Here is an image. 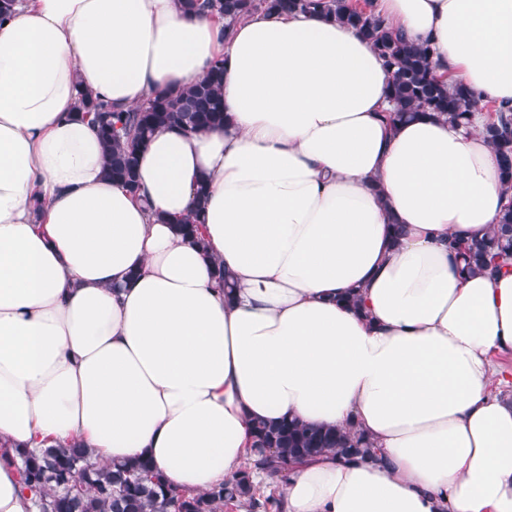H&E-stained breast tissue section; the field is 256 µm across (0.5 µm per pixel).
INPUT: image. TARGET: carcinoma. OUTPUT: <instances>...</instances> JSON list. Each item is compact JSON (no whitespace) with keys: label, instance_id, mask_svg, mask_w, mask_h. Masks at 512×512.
Masks as SVG:
<instances>
[{"label":"carcinoma","instance_id":"1","mask_svg":"<svg viewBox=\"0 0 512 512\" xmlns=\"http://www.w3.org/2000/svg\"><path fill=\"white\" fill-rule=\"evenodd\" d=\"M189 14L211 12L234 22L266 8L281 13L323 8L336 20L358 30L375 47L390 72L392 110L386 120L395 125L432 112L456 123L482 110L464 85H450L434 70V49L414 44L390 32L368 5L357 0H181ZM224 65L215 63L196 83L176 96H158L146 106L118 111L86 96L82 109L97 129L105 150L106 175L134 190L138 154L156 129L180 126L205 131L224 124L222 88ZM495 147L502 182L512 190V107H493L484 128ZM461 271H496L512 259V197L499 224L481 238L450 244ZM254 467L283 474L308 457L333 453L375 460L377 454L356 432L314 428L296 420L252 423ZM24 489L35 493L40 512H285V493L254 482L247 471L203 493L181 489L156 472L147 459L95 466L79 444L42 448L23 456L18 468Z\"/></svg>","mask_w":512,"mask_h":512}]
</instances>
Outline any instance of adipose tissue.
I'll list each match as a JSON object with an SVG mask.
<instances>
[{
    "instance_id": "adipose-tissue-1",
    "label": "adipose tissue",
    "mask_w": 512,
    "mask_h": 512,
    "mask_svg": "<svg viewBox=\"0 0 512 512\" xmlns=\"http://www.w3.org/2000/svg\"><path fill=\"white\" fill-rule=\"evenodd\" d=\"M372 3L448 83L512 101V0ZM218 59L223 126L158 130L138 194L107 178L82 95L139 108ZM389 85L372 43L321 9L229 25L178 0H15L0 512H36L20 452L71 442L211 489L249 466L256 418L353 428L378 454L303 460L286 512H512V264L462 274L448 248L498 223V154L480 112L387 124ZM194 215L199 242L175 230Z\"/></svg>"
}]
</instances>
